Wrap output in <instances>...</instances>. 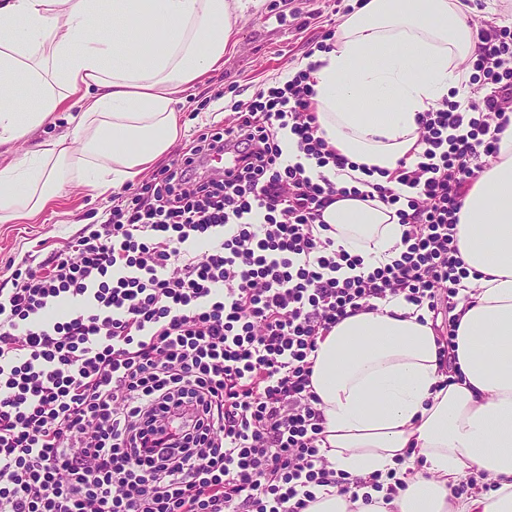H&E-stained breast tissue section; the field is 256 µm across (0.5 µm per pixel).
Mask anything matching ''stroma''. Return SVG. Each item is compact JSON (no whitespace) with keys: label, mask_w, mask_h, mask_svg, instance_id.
<instances>
[{"label":"stroma","mask_w":512,"mask_h":512,"mask_svg":"<svg viewBox=\"0 0 512 512\" xmlns=\"http://www.w3.org/2000/svg\"><path fill=\"white\" fill-rule=\"evenodd\" d=\"M243 4L223 68L185 92L180 105L182 130L161 166L182 155L206 125L223 122L237 102L251 99L260 88L286 81L310 50L324 44L326 31L338 29L344 19L336 11V0H243ZM112 205V193L100 194L71 183L38 216L0 223V288L10 287L15 265L36 266L90 225L100 224Z\"/></svg>","instance_id":"obj_1"}]
</instances>
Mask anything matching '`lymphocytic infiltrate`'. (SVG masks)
Instances as JSON below:
<instances>
[{"label": "lymphocytic infiltrate", "mask_w": 512, "mask_h": 512, "mask_svg": "<svg viewBox=\"0 0 512 512\" xmlns=\"http://www.w3.org/2000/svg\"><path fill=\"white\" fill-rule=\"evenodd\" d=\"M478 40L465 68L480 95L422 113V152L375 187L403 226L391 263L356 274L362 258L318 224L360 188L283 156L286 129L319 166L348 165L319 134L312 62L15 276L0 291V512H304L314 488L343 486L310 357L372 301L455 308L462 198L512 124V26L480 22ZM224 151L236 169L209 170Z\"/></svg>", "instance_id": "1"}]
</instances>
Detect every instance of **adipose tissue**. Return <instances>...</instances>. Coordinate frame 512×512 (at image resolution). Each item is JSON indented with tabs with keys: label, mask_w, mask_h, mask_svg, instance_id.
<instances>
[{
	"label": "adipose tissue",
	"mask_w": 512,
	"mask_h": 512,
	"mask_svg": "<svg viewBox=\"0 0 512 512\" xmlns=\"http://www.w3.org/2000/svg\"><path fill=\"white\" fill-rule=\"evenodd\" d=\"M242 10L241 0H0V147L79 96L73 137L0 167V223L41 212L74 167L105 193L167 154L178 95L223 67ZM477 45L462 0H362L315 56L325 139L350 162L394 170L418 151L421 113L463 90ZM22 83L41 88L39 105L19 98ZM322 220L366 266L402 248L383 202L341 198ZM457 240L470 276L454 311V369L427 308L401 297L341 320L314 358L330 469L351 482L393 470L404 488L364 501L318 487L305 512H512V125L463 198ZM478 473L491 488L459 493Z\"/></svg>",
	"instance_id": "adipose-tissue-1"
}]
</instances>
